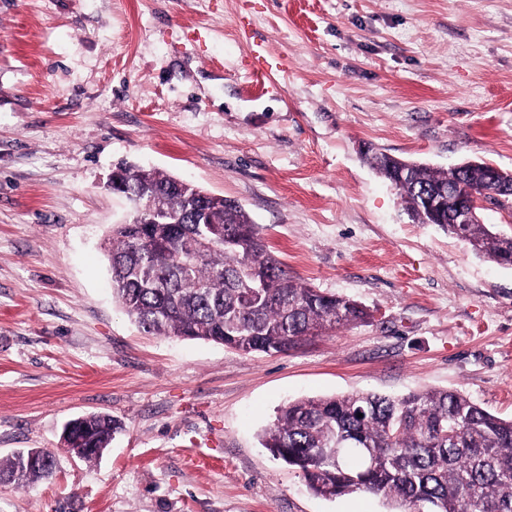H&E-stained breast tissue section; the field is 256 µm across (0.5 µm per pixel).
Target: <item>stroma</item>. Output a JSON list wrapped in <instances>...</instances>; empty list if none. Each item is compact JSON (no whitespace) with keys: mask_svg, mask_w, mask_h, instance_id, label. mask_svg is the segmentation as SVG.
Segmentation results:
<instances>
[{"mask_svg":"<svg viewBox=\"0 0 512 512\" xmlns=\"http://www.w3.org/2000/svg\"><path fill=\"white\" fill-rule=\"evenodd\" d=\"M287 58L249 74L240 22ZM512 170V0H0V512H387L262 448L288 401L457 390L512 418V267L418 223L363 155ZM235 200L290 274L373 323L286 354L143 333L106 246L119 162ZM108 413L98 458L65 424ZM19 453L0 461L1 485L29 489L38 481L51 475L54 468V457L51 452L39 449V460L36 463H31Z\"/></svg>","mask_w":512,"mask_h":512,"instance_id":"35a3bbf8","label":"stroma"}]
</instances>
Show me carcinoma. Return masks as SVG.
Instances as JSON below:
<instances>
[{
  "mask_svg": "<svg viewBox=\"0 0 512 512\" xmlns=\"http://www.w3.org/2000/svg\"><path fill=\"white\" fill-rule=\"evenodd\" d=\"M369 159L421 224L430 221L419 208L422 195H455L487 177L478 166L456 175L416 162L410 179L399 182V158L375 151ZM120 169L121 192L130 201L153 197L165 211L154 222L131 214L116 225L108 251L112 294L144 332L273 355L373 318L356 301L292 277L239 203L207 198L169 174ZM465 232L475 252L499 265L512 262V237L484 224ZM119 429L111 415L91 414L75 433L88 448H106ZM261 444L323 497L369 493L399 512H512V419L459 391L295 400L280 409ZM53 468L49 451H39L36 463L15 453L0 461V484L28 489Z\"/></svg>",
  "mask_w": 512,
  "mask_h": 512,
  "instance_id": "cac0c4a2",
  "label": "carcinoma"
}]
</instances>
